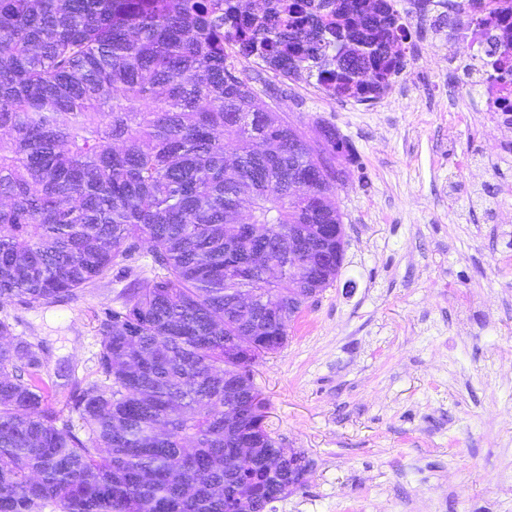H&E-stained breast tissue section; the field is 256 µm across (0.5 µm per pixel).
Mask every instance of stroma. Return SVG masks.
<instances>
[{
  "mask_svg": "<svg viewBox=\"0 0 512 512\" xmlns=\"http://www.w3.org/2000/svg\"><path fill=\"white\" fill-rule=\"evenodd\" d=\"M394 7L411 37L388 93L328 99L303 78L271 102L300 128L336 127L362 161L336 189V281L252 368L266 427L311 462L275 512H512V120L467 111L484 67L465 65L442 7ZM150 264L10 308L15 335L47 349L53 404L91 370L98 315Z\"/></svg>",
  "mask_w": 512,
  "mask_h": 512,
  "instance_id": "1",
  "label": "stroma"
}]
</instances>
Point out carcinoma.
<instances>
[{"label":"carcinoma","mask_w":512,"mask_h":512,"mask_svg":"<svg viewBox=\"0 0 512 512\" xmlns=\"http://www.w3.org/2000/svg\"><path fill=\"white\" fill-rule=\"evenodd\" d=\"M470 5L512 31V0ZM408 38L393 0H0V308L77 299L143 251L155 270L105 309L93 377L62 409L44 345L0 317V512H265L303 485L309 461L260 396L224 421V369L287 342L288 226L343 223L336 177L313 179L343 138L292 126L262 100L283 90L236 63L368 102ZM492 55L487 85L512 82V45ZM246 198L278 279L236 278L224 225ZM241 293L250 309H228Z\"/></svg>","instance_id":"1"}]
</instances>
